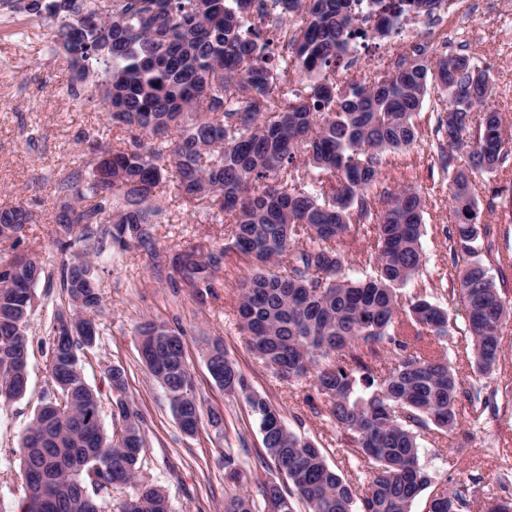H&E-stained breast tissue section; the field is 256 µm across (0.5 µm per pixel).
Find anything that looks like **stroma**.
I'll list each match as a JSON object with an SVG mask.
<instances>
[{
  "label": "stroma",
  "mask_w": 512,
  "mask_h": 512,
  "mask_svg": "<svg viewBox=\"0 0 512 512\" xmlns=\"http://www.w3.org/2000/svg\"><path fill=\"white\" fill-rule=\"evenodd\" d=\"M485 14L468 22L461 31L476 46L479 59L491 64L499 94L494 101L501 111L512 113V21L499 24L501 10L512 0H489ZM52 28L39 18L0 6V207H33L35 223L26 225L19 240H0V263L20 254L44 260L47 276L35 290L28 322L30 356L26 393L8 403H0V512H20L26 496L22 475L20 440L38 408L53 396L48 375L49 331L57 312L69 311V300L59 284L60 269L68 254L56 246L53 181L77 171L82 165L86 137L105 135L111 145H119L123 134L109 128L102 107L95 101L72 98L67 90L68 63L63 54L50 52ZM407 173L393 170L384 176L387 188L408 183L432 187L444 180L428 147H417L400 157ZM480 221L487 224L481 256L500 293L512 300V268L499 270L496 252L512 250V224L498 221L490 208L492 196L512 198V164L478 180ZM167 220L154 228L155 254L168 255L199 247V260L223 248L224 227L208 221L206 207L191 205L162 189L156 198ZM427 234L423 247L428 270L436 288L452 290L457 278L448 266L449 243L439 229L448 224V199L438 196L437 205L425 216ZM155 254L138 249L105 253L96 262V276L104 307L95 321L97 336L86 353L85 376L99 389L102 422L106 431L115 428L112 409L123 399L144 418L145 440L139 469L141 483L160 487L171 512H224V450L235 445L249 489L277 479L275 469L255 464L262 452V434L243 396L226 395L215 383L207 367V355L221 346L246 376L251 388L280 411L291 431L314 441L329 466L345 473L344 453L336 444V430L327 421L325 406L312 380L286 387L273 369L257 360L238 333L234 315L235 281L241 262L227 253L215 275L211 290L197 291L171 282L167 271L158 267ZM454 330L442 341L463 390H470L476 377L472 369L471 346L462 311L448 304ZM164 321L183 327L185 357L194 391L203 416L198 431L183 433L174 417L164 389L141 364L137 328L140 324ZM505 352L498 370L485 381L481 395L486 406L480 421H473L471 409L461 411L460 425L446 444H438L439 433L427 429L419 439V462L436 481L448 487L465 485L478 500L488 497L512 498V486L499 488L495 478L503 451L512 452V319L502 332ZM126 371V388L112 391L107 380L109 366ZM223 422L212 427L210 412Z\"/></svg>",
  "instance_id": "35a3bbf8"
}]
</instances>
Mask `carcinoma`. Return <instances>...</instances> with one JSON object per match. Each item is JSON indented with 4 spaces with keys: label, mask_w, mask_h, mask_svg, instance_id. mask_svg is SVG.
Here are the masks:
<instances>
[{
    "label": "carcinoma",
    "mask_w": 512,
    "mask_h": 512,
    "mask_svg": "<svg viewBox=\"0 0 512 512\" xmlns=\"http://www.w3.org/2000/svg\"><path fill=\"white\" fill-rule=\"evenodd\" d=\"M359 0H44L37 18L56 23L53 51L84 63L98 95L68 79L74 97L99 104L124 146L87 142L84 168L55 180L54 223L78 226L82 253L62 265L60 287L85 315L102 310L99 288L77 278L111 245L133 247L165 262L168 279L209 288L224 251L205 261L188 249L167 259L152 234L162 183L188 203L205 202L224 223L228 248L243 260L236 317L248 349L293 386L313 378L350 454L357 479L333 470L321 449L290 431L278 410L250 390L237 364L224 358L228 395H245L263 436L262 464L288 483L257 485L267 512H412L429 489L426 512L470 507L467 488L435 483L419 463L417 439L435 427L450 437L459 425L460 388L448 358L437 353L452 325L427 279L424 214L434 196L403 185L379 196L387 157L423 138L426 101L436 116L427 141L449 177L454 246L450 266L464 310L476 376L487 378L503 353L512 304L496 287L475 243L482 235L476 176L503 168L512 155V118L489 105L488 70L468 54L426 56L415 44L396 69L370 82L336 81V67L358 38L389 37L408 13L431 14L440 0H391L375 27L360 20ZM102 66V74L93 64ZM24 206L0 208V225L32 222ZM0 275V398L21 396L28 371V319L5 312L21 277L29 293L45 267L25 255ZM415 289L403 295L410 284ZM60 316L50 331L49 370L60 400L35 414L20 448L26 499L37 512H102L93 495L135 481L145 446L143 416L131 405L107 434L102 401L84 373L85 343L63 338ZM144 324L142 362L170 396L181 429L198 427L197 399L185 361V331ZM83 477L72 482L71 470ZM127 512H167L163 492L143 485ZM224 512H258L241 488L224 489Z\"/></svg>",
    "instance_id": "1"
}]
</instances>
